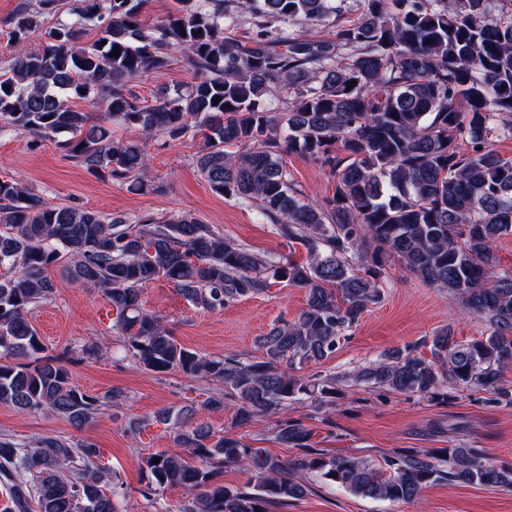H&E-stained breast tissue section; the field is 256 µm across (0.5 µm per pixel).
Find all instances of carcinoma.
Instances as JSON below:
<instances>
[{
	"mask_svg": "<svg viewBox=\"0 0 512 512\" xmlns=\"http://www.w3.org/2000/svg\"><path fill=\"white\" fill-rule=\"evenodd\" d=\"M231 1L257 20L247 44L224 35ZM140 2L74 0L69 21L45 29L37 47L29 34L63 0L21 6L9 21L14 56L0 70V119L36 139H59L86 171L135 190L143 188L141 139L113 140L71 99L105 104L109 117L144 137L200 133L206 150L197 164L212 190L256 204L287 244L305 248L306 260L262 258L191 218L143 216L131 224L50 205L17 181L0 180V266L11 270L0 276V405L81 428L108 403L73 384V351L47 353L28 319L55 292L46 274L52 266L103 293L139 366L215 385L204 406L220 409L231 399L238 424L285 414L304 396L334 398L336 379L296 370L329 358L380 301L391 257L461 299L487 334L461 341L441 328L431 358L387 351L350 380L432 400L448 398L447 386L492 388L512 401V390L499 386L512 366V272L498 270L494 252L512 236V158L490 144L512 136V13L495 17L499 0H359L354 23L331 41L281 37L269 23L336 25L345 0H179L152 27L139 19ZM92 21L99 37L84 44ZM115 48L120 55L112 57ZM179 54L199 81L141 103L130 80L164 74ZM277 89L287 93L285 112L264 105ZM286 152L329 168L333 196L304 198L288 179ZM160 279L205 312L275 284L305 289L306 307L259 338L258 359H214L183 346L142 308L143 287ZM274 435L299 453L282 459L203 424L180 425L174 447L141 459L139 493L180 486L189 500L179 512H271L305 496L316 479L390 503H410L437 481L512 488V467L478 448H449L445 459L440 449L409 448L374 463L324 453L294 419H282ZM226 468L249 472L254 482L245 489L215 483ZM0 482L14 512H119L114 498L123 486L117 471L99 463L94 444L47 436L0 438Z\"/></svg>",
	"mask_w": 512,
	"mask_h": 512,
	"instance_id": "obj_1",
	"label": "carcinoma"
}]
</instances>
